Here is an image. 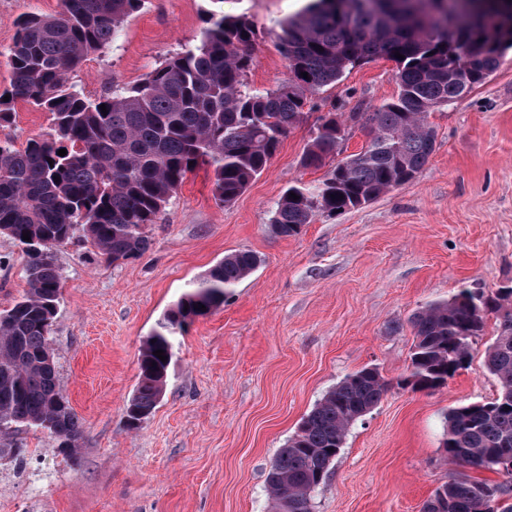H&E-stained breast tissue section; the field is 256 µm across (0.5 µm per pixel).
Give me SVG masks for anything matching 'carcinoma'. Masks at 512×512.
<instances>
[{"label":"carcinoma","instance_id":"cac0c4a2","mask_svg":"<svg viewBox=\"0 0 512 512\" xmlns=\"http://www.w3.org/2000/svg\"><path fill=\"white\" fill-rule=\"evenodd\" d=\"M142 3L63 0L56 16L22 17L8 49L12 78L0 91L1 129L13 124L18 101L50 120L49 131L22 148L0 141V235L22 246L28 282L21 300L0 310V432L45 427L72 458L83 428L61 389L49 340L61 290L56 248L79 232L110 264L140 258L150 248L146 228L157 223L192 165L208 162L217 199L233 203L303 120L313 95L373 59L394 62L398 93L369 114V141L361 151L316 183L289 186L277 201L273 232L296 236L319 214L357 209L414 180L434 150L429 114L482 84L512 47V0H316L283 24L287 76L262 93L247 87L257 64L254 28L245 16L222 11L209 14L197 44L132 88L107 86L92 100L68 84V73L108 47ZM345 137L337 113L320 117L303 166H324L340 154ZM61 149L67 154L57 155ZM25 233L30 240H23ZM259 263L251 251L224 256L166 311L140 350L139 381L125 410L128 428H139L161 401L175 335L187 321L224 305ZM489 313L500 321L484 364L499 393L452 410L443 448L462 467L497 473L494 456L512 446L511 286L487 296L463 289L415 313L411 367L397 385L428 392L445 386L470 363ZM158 349L166 361L154 355ZM390 387L378 370L364 368L325 394L268 473L272 512H308L349 427ZM488 493L509 496L512 485L452 476L423 512H482Z\"/></svg>","mask_w":512,"mask_h":512}]
</instances>
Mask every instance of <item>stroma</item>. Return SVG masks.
I'll return each mask as SVG.
<instances>
[{
    "mask_svg": "<svg viewBox=\"0 0 512 512\" xmlns=\"http://www.w3.org/2000/svg\"><path fill=\"white\" fill-rule=\"evenodd\" d=\"M312 0H224L246 16L257 40L253 90L287 73L282 23ZM61 0H0V90L22 15L53 16ZM211 0H144L112 46L69 73L97 97L128 88L199 38ZM393 62L377 59L312 97L303 121L266 169L231 204H220L207 163L188 173L139 259L106 263L83 238L58 247L62 288L50 340L60 385L84 436L77 458L49 432L18 427L0 446L23 443V464L0 458V512H271L266 478L302 419L346 375L377 368L393 386L354 422L312 512H420L459 467L446 455V417L486 402L499 382L484 366L498 331L487 315L469 367L434 392L398 387L410 370V319L461 289L512 285V49L465 98L432 112L435 150L413 181L360 208L317 216L279 237L270 220L282 192L322 179L304 168L321 115L344 113L343 155L368 140L367 113L396 96ZM46 113L26 104L0 140L16 147L47 131ZM249 250L258 268L223 306L177 334L166 389L136 430L125 408L138 382L146 337L166 311L225 255ZM21 246L0 236V310L27 284Z\"/></svg>",
    "mask_w": 512,
    "mask_h": 512,
    "instance_id": "stroma-1",
    "label": "stroma"
}]
</instances>
